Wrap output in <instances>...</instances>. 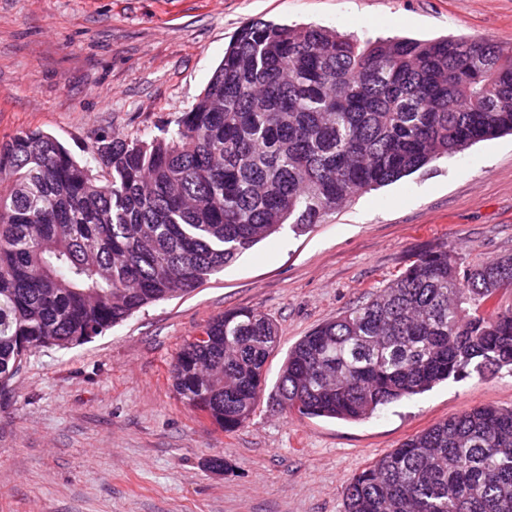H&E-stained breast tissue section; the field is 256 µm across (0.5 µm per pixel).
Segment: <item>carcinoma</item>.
<instances>
[{"label": "carcinoma", "mask_w": 512, "mask_h": 512, "mask_svg": "<svg viewBox=\"0 0 512 512\" xmlns=\"http://www.w3.org/2000/svg\"><path fill=\"white\" fill-rule=\"evenodd\" d=\"M512 132V47L359 40L264 20L240 29L163 137L101 135V174L56 138L0 143V392L29 354L67 348L194 291L260 241L302 233L360 192ZM512 254L464 266L441 246L289 350L280 404L360 421L440 382L512 371ZM170 372L226 433L253 414L279 340L226 312ZM343 512H512V407L475 406L353 476Z\"/></svg>", "instance_id": "obj_1"}]
</instances>
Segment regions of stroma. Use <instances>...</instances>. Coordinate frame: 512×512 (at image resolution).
Listing matches in <instances>:
<instances>
[{
	"instance_id": "obj_1",
	"label": "stroma",
	"mask_w": 512,
	"mask_h": 512,
	"mask_svg": "<svg viewBox=\"0 0 512 512\" xmlns=\"http://www.w3.org/2000/svg\"><path fill=\"white\" fill-rule=\"evenodd\" d=\"M259 19L512 47V0H0V142L36 129L84 160L100 133L158 135ZM440 245L466 265L512 254V135L359 194L307 232L283 229L84 344L32 352L0 395V512H342L347 482L410 436L476 405L512 407L506 372L358 422L278 406L292 345ZM241 308L266 313L280 343L250 420L227 433L181 402L169 369Z\"/></svg>"
}]
</instances>
